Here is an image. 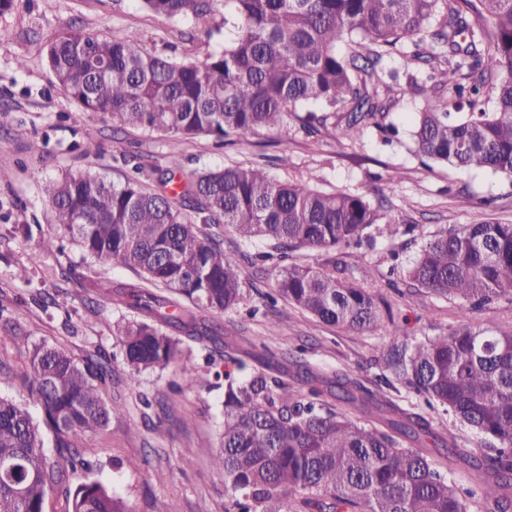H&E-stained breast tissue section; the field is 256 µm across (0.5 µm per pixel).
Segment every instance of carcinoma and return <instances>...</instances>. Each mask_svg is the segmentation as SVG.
Returning a JSON list of instances; mask_svg holds the SVG:
<instances>
[{"mask_svg": "<svg viewBox=\"0 0 512 512\" xmlns=\"http://www.w3.org/2000/svg\"><path fill=\"white\" fill-rule=\"evenodd\" d=\"M194 25L224 5V49L195 62L148 50L112 32L69 29L46 49L58 88L87 112L122 126L186 139H245L275 131L294 115L305 128L328 112L346 113L343 136L386 128L391 100L378 93L400 58L401 91L431 89L411 131L425 165L487 169L512 179V0H135ZM489 26L472 24L469 14ZM411 41L414 49L401 47ZM353 50L338 51L341 44ZM454 90L445 98L441 92ZM317 104L324 114L309 106ZM101 174L43 179L54 227L102 266L134 271L116 282L113 302L136 314L118 328L131 386L197 344L229 347L216 314L243 299L237 262L199 224H222L251 243H275L281 258L301 247L360 244L374 224H391L365 197L281 181L258 164L165 169L133 166ZM409 281L462 304L465 324L446 336L408 341L374 297L336 259L278 270L276 292L320 321L360 335L388 336L402 351L390 362L407 386L447 408L493 441L480 454L437 435L431 421L403 410L347 372L249 349L223 354L224 421L219 448L205 449L230 492L224 512H512V330L471 323V314L512 294V223L485 218L430 236L407 269ZM27 349L18 377L40 409L0 397V512H131L99 479L73 488L69 475L94 474L82 441L104 431L118 410L101 385L109 370L88 357L13 336ZM50 437L54 451L45 448ZM461 459L475 487L441 474Z\"/></svg>", "mask_w": 512, "mask_h": 512, "instance_id": "carcinoma-1", "label": "carcinoma"}]
</instances>
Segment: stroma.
Masks as SVG:
<instances>
[{"mask_svg":"<svg viewBox=\"0 0 512 512\" xmlns=\"http://www.w3.org/2000/svg\"><path fill=\"white\" fill-rule=\"evenodd\" d=\"M213 24L211 38L186 41L182 24L147 12L133 0H14L12 9L0 15V28L11 32L0 41V168L12 173L10 182H0V306L7 310L6 319H0V397L30 412L38 410L15 376L27 359L25 348L12 339L18 330L76 359L91 355L108 362L112 374L103 394L121 409L82 448L100 464L99 479L110 482L132 512H167L172 505L178 512H224V476L206 454L219 445L224 392L211 382L223 361L219 353L197 347L164 370L143 374L138 389L128 386L116 337L124 311L106 296L85 293L78 281H131L135 275L99 266L68 237L61 250L40 253L53 217L39 176L90 172L117 181L127 171V156L159 168L175 155L197 168L262 159L278 179L366 196L393 219V232L388 235L381 225H372V246L349 248L342 259L352 269L370 266L367 286L380 309L389 312L405 336L419 339L448 335L462 313L457 301L433 296L407 280L405 271L423 245L407 233V226L422 225L429 234L483 217L512 222V180L487 170L427 168L414 155L410 131L424 96L391 93L388 120L400 130L392 143L375 127L360 139H345L344 121L336 113L311 132L292 119L281 130H262L249 140L220 145L209 137L174 139L133 127L114 131L109 116L83 111L56 86L45 57L46 44L77 27L110 30L141 40L151 50L201 60L224 47L223 16ZM20 127L26 129L25 137H17ZM90 140L99 144L97 154H83ZM204 231L222 241L225 254L241 269L244 298L236 311L220 317L230 342L278 358L299 349L325 371L345 370L366 387H379L393 347L388 337L322 323L282 299L269 303L274 278L252 260L264 251V243L241 242L221 225H206ZM36 252L41 259L34 263L30 257ZM22 266L28 270L23 281L15 276ZM275 322L283 327L281 335L268 333ZM382 390L398 406L417 408L431 418L437 433L451 431L461 447H479L478 435L446 408L427 405L404 383ZM145 396L152 408L143 407Z\"/></svg>","mask_w":512,"mask_h":512,"instance_id":"obj_1","label":"stroma"}]
</instances>
